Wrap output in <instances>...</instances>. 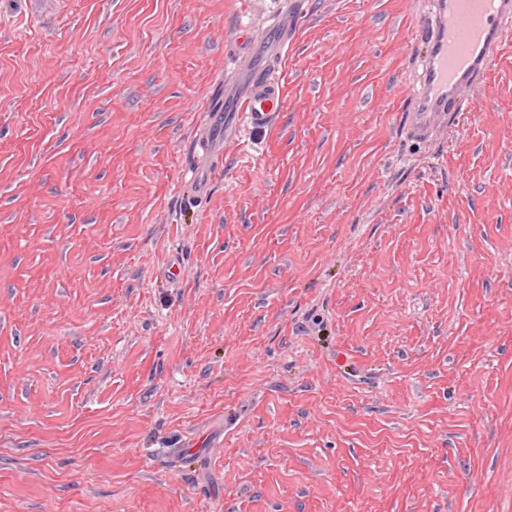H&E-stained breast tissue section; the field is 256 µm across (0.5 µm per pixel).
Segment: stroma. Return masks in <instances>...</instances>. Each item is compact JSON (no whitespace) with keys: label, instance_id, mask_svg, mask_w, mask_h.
<instances>
[{"label":"stroma","instance_id":"stroma-1","mask_svg":"<svg viewBox=\"0 0 512 512\" xmlns=\"http://www.w3.org/2000/svg\"><path fill=\"white\" fill-rule=\"evenodd\" d=\"M301 8L199 199L272 0H0V512H512V42L416 145L428 0ZM301 0L277 2L275 37L266 53L264 64L249 68L248 85L244 94H237L233 85L224 84V101L235 102L233 120L230 126L224 123V139L235 138L244 143L246 132L268 128L282 107V94L275 77V66L281 57L282 48L288 43V35L299 20ZM288 17V28L282 17Z\"/></svg>","mask_w":512,"mask_h":512}]
</instances>
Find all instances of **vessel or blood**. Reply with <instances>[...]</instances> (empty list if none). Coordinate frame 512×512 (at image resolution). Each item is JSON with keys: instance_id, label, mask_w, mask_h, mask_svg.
<instances>
[{"instance_id": "1", "label": "vessel or blood", "mask_w": 512, "mask_h": 512, "mask_svg": "<svg viewBox=\"0 0 512 512\" xmlns=\"http://www.w3.org/2000/svg\"><path fill=\"white\" fill-rule=\"evenodd\" d=\"M301 0H280L275 36L263 65H252L254 39L243 38L238 55L249 64L245 93L225 85L224 96L235 104L225 137L243 139L268 128L282 107L275 66L296 26ZM512 36V0H432L429 18L419 35L421 52L408 80V112L404 128L417 143L434 140L455 113L464 111L463 91L473 89Z\"/></svg>"}]
</instances>
